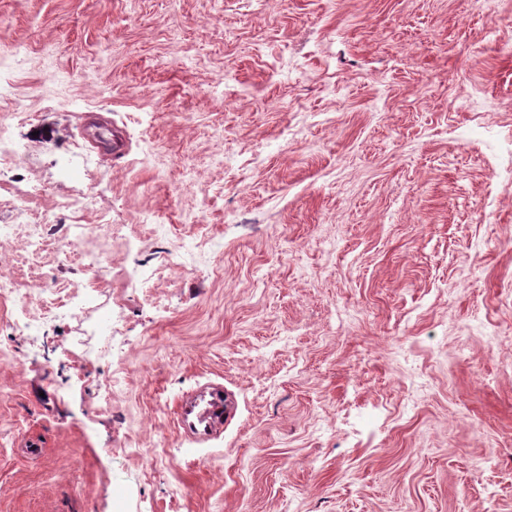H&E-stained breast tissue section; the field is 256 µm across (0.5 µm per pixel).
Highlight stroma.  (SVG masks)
Wrapping results in <instances>:
<instances>
[{
	"label": "stroma",
	"instance_id": "obj_1",
	"mask_svg": "<svg viewBox=\"0 0 512 512\" xmlns=\"http://www.w3.org/2000/svg\"><path fill=\"white\" fill-rule=\"evenodd\" d=\"M1 56L0 512H512V159L456 137L512 138V0H0ZM72 230L62 241L61 252L64 255L79 253L87 260V266L97 272H105L108 268L107 260L103 253L85 249V236L81 231V224H71ZM209 394L211 399L196 414L199 423L204 425L203 430H198L196 426L192 429L197 435H207L223 416L224 400L222 393L212 391Z\"/></svg>",
	"mask_w": 512,
	"mask_h": 512
}]
</instances>
